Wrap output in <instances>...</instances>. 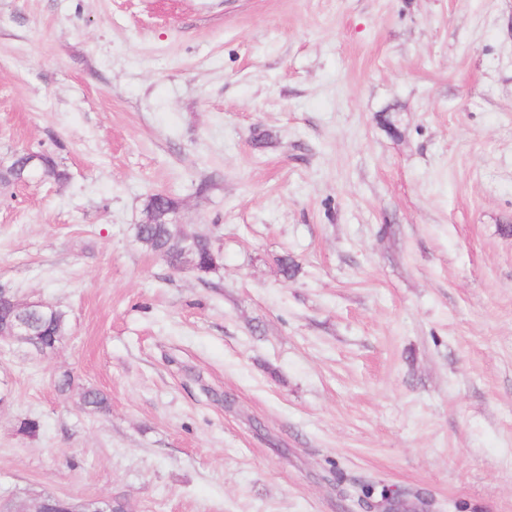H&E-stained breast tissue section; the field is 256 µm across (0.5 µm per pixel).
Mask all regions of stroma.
Returning a JSON list of instances; mask_svg holds the SVG:
<instances>
[{
    "instance_id": "1",
    "label": "stroma",
    "mask_w": 512,
    "mask_h": 512,
    "mask_svg": "<svg viewBox=\"0 0 512 512\" xmlns=\"http://www.w3.org/2000/svg\"><path fill=\"white\" fill-rule=\"evenodd\" d=\"M24 148L68 178L0 187V288L68 333L0 341V501L512 512V0H0ZM178 207V201L167 193H153L145 201L143 212L144 220L134 227L135 237L143 236L147 242L148 251H164L168 260L166 263L176 265L183 259V249L180 246V230L173 224H163L161 215L163 212ZM157 255V254H156Z\"/></svg>"
}]
</instances>
